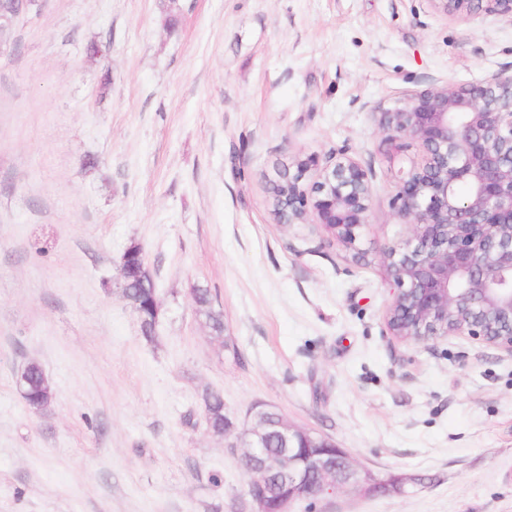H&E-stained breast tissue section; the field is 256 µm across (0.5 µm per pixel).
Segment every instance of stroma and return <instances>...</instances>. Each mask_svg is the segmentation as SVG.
<instances>
[{"label": "stroma", "mask_w": 512, "mask_h": 512, "mask_svg": "<svg viewBox=\"0 0 512 512\" xmlns=\"http://www.w3.org/2000/svg\"><path fill=\"white\" fill-rule=\"evenodd\" d=\"M178 6L169 27L168 2ZM0 55V512H250L201 420L215 390L420 485L293 512H512V356L403 343L381 253L397 171L375 111L512 68V19L429 0H39ZM102 55L90 54L91 44ZM372 173L355 247L280 224V172L336 150ZM141 246L161 314L122 296ZM224 314L211 333L193 300ZM53 390L28 409L20 370ZM198 300L201 304L200 309L205 312L211 329L217 334L224 333V316L220 309H215L211 294L206 288L197 289Z\"/></svg>", "instance_id": "obj_1"}]
</instances>
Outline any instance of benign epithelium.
Returning a JSON list of instances; mask_svg holds the SVG:
<instances>
[{
	"instance_id": "obj_1",
	"label": "benign epithelium",
	"mask_w": 512,
	"mask_h": 512,
	"mask_svg": "<svg viewBox=\"0 0 512 512\" xmlns=\"http://www.w3.org/2000/svg\"><path fill=\"white\" fill-rule=\"evenodd\" d=\"M451 16L512 17V0H429ZM378 128L387 153L414 149L419 160L399 171L389 201L408 236L382 251L394 298L386 314L391 335L405 342L466 336L512 356V72L469 84L448 83L402 93L381 109ZM279 191L280 224H322L356 245L369 224L370 171L342 150L324 165L309 156ZM315 171L311 184L301 173ZM144 264L142 250L122 258L123 297L128 267ZM279 450L259 451L271 439ZM240 443L248 461L251 512H291L298 500L362 486L371 493L402 490L418 477L379 479L324 435L271 419L256 410Z\"/></svg>"
}]
</instances>
